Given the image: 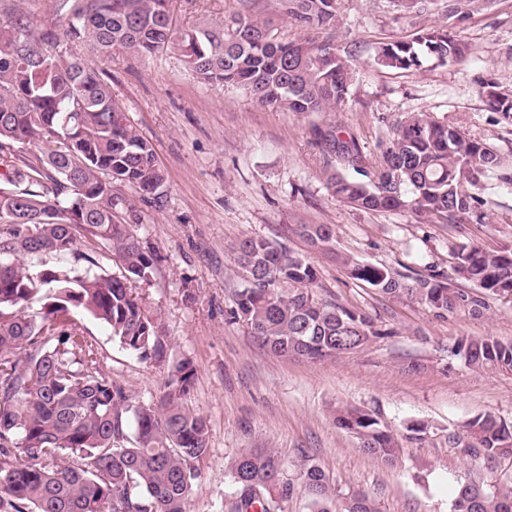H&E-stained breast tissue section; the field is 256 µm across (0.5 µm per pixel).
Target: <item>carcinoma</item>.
Instances as JSON below:
<instances>
[{
    "label": "carcinoma",
    "instance_id": "cac0c4a2",
    "mask_svg": "<svg viewBox=\"0 0 512 512\" xmlns=\"http://www.w3.org/2000/svg\"><path fill=\"white\" fill-rule=\"evenodd\" d=\"M340 0H280L288 18L307 27L335 24ZM63 36L97 54L151 55L175 50L197 80L245 90L257 103L288 112H323L344 102L352 85L350 60L330 43L279 41L258 20L233 15L223 24L175 29L168 0H76ZM60 35L37 32L26 17L0 18V512H187L198 477L195 462L208 450L204 417L186 403L196 378L184 358L169 371L166 390L151 405H134L124 389L94 370L93 344L75 317L89 315L120 346L142 359H160L159 315L145 309L133 284L153 276L159 256L132 228L137 220L116 185L137 189L157 204L165 174L153 144L127 118L112 87L82 58L57 51ZM469 52L449 26L423 27L384 42L376 63L419 69L428 60L457 61ZM489 107L512 120V92L489 84ZM322 151L339 169L327 187L350 206L371 212L410 210L424 221L462 224L487 205L482 190L502 173L491 143L460 125L407 116L372 161L357 139L318 128ZM40 154L28 159L25 146ZM81 201L82 222L61 212ZM314 251L331 254L349 278L388 296L410 297L443 318L466 306L479 312L483 296H512V245L451 249L452 274L426 276L344 256L329 224H298ZM251 287L237 294L231 318L278 355L310 361L349 354L384 335L367 314L315 299L314 262L266 238L234 248ZM112 253L121 274L108 272ZM63 266H47L46 257ZM291 288L283 291L278 284ZM42 302L31 316L26 305ZM455 354L476 369L512 371V343L464 336ZM336 424L385 463L399 445L375 416L338 408ZM488 458L512 456V425L492 415L466 424ZM80 459L57 463L62 454ZM278 456L255 449L233 468L238 491L230 512H285L294 484L283 480ZM300 490L314 512H378L364 492L343 499L318 466L300 465ZM453 512H512V485L462 486Z\"/></svg>",
    "mask_w": 512,
    "mask_h": 512
}]
</instances>
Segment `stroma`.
<instances>
[{
  "label": "stroma",
  "mask_w": 512,
  "mask_h": 512,
  "mask_svg": "<svg viewBox=\"0 0 512 512\" xmlns=\"http://www.w3.org/2000/svg\"><path fill=\"white\" fill-rule=\"evenodd\" d=\"M419 12L392 0H341L330 30L283 17L278 0H169L176 29L224 22L240 12L268 21L277 39L330 40L350 58L355 79L332 112L299 114L265 108L242 89L199 82L178 52L103 57L64 42L103 72L114 96L157 152L166 181L162 202H142L135 188L120 192L136 205V234L157 250L158 267L135 285L146 309L160 314L164 360L122 349L102 325L78 316L92 342L96 368L136 404L156 403L172 363L187 357L197 370L187 404L209 428V451L198 461L188 512H227L237 490L235 461L256 448L280 456L284 476L314 459L340 496L363 491L379 512H452L456 490L469 483L512 482V458H473L467 422L490 414L512 422V372L476 370L455 355L458 338L491 336L512 343V299L489 296L481 312L458 308L438 319L423 305L389 299L349 279L342 267L316 258V298L367 313L384 334L364 348L321 362L275 356L245 323L230 319L248 281L235 244L275 238L293 224H330L337 247L354 258L427 274L448 271L453 246L512 243V185L491 181L481 222L431 224L410 211L368 213L339 201L327 188L333 164L315 128L354 135L377 159L396 124L412 113L460 125L494 144L512 174V122L488 108L484 85L512 91V0H423ZM458 7L456 31L465 59L431 62L421 70L377 66L378 43L444 24ZM24 14L37 29L62 31L72 21L65 0H0V16ZM281 235V234H280ZM375 412L400 442L394 465L364 454L334 421L337 408ZM427 430L414 434L413 423Z\"/></svg>",
  "instance_id": "1"
}]
</instances>
